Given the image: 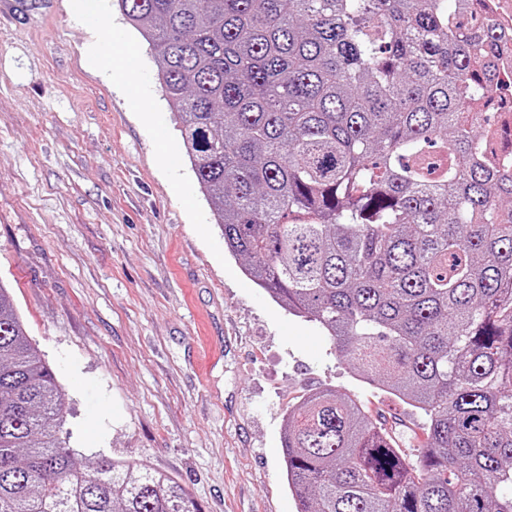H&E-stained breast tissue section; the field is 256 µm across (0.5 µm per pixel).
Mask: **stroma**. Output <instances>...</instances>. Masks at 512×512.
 Here are the masks:
<instances>
[{"label":"stroma","instance_id":"1","mask_svg":"<svg viewBox=\"0 0 512 512\" xmlns=\"http://www.w3.org/2000/svg\"><path fill=\"white\" fill-rule=\"evenodd\" d=\"M20 3L0 10V281L65 390L70 448L164 473L200 512H297L284 419L333 387L413 453L420 415L228 252L112 0Z\"/></svg>","mask_w":512,"mask_h":512}]
</instances>
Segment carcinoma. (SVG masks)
Listing matches in <instances>:
<instances>
[{
    "instance_id": "obj_1",
    "label": "carcinoma",
    "mask_w": 512,
    "mask_h": 512,
    "mask_svg": "<svg viewBox=\"0 0 512 512\" xmlns=\"http://www.w3.org/2000/svg\"><path fill=\"white\" fill-rule=\"evenodd\" d=\"M155 54L228 250L423 416L409 456L350 394L288 414L298 512H512V158L492 156V24L457 0H113ZM0 281V512H200L90 462Z\"/></svg>"
}]
</instances>
